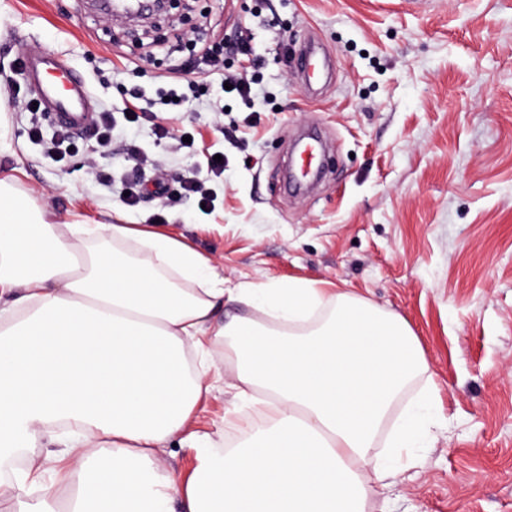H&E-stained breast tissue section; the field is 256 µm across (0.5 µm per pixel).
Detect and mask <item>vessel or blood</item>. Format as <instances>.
Segmentation results:
<instances>
[{
	"label": "vessel or blood",
	"instance_id": "obj_1",
	"mask_svg": "<svg viewBox=\"0 0 512 512\" xmlns=\"http://www.w3.org/2000/svg\"><path fill=\"white\" fill-rule=\"evenodd\" d=\"M20 58L27 81L59 124L82 129L92 123L95 96L83 75L65 66L58 54L46 50H28Z\"/></svg>",
	"mask_w": 512,
	"mask_h": 512
}]
</instances>
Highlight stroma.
<instances>
[{"mask_svg": "<svg viewBox=\"0 0 512 512\" xmlns=\"http://www.w3.org/2000/svg\"><path fill=\"white\" fill-rule=\"evenodd\" d=\"M197 32L212 44L248 33L250 57L224 69L253 78L250 99L205 92L154 118L121 120L130 90L168 88ZM57 53L111 108L112 157H148L142 178L175 185L224 155L208 211L194 200L123 205L81 147L56 164L29 141L0 88V179L54 224H127L171 235L206 256L229 284L315 279L403 318L433 385L434 442L414 467L375 488L367 512H512V0H186L156 25L128 30L89 0H0V72L18 41ZM315 44L327 84L305 88L296 55ZM170 131L158 139L156 125ZM318 129L326 174L288 192L291 142ZM192 148H179L183 132ZM226 379L195 411L198 429L239 442L224 421Z\"/></svg>", "mask_w": 512, "mask_h": 512, "instance_id": "35a3bbf8", "label": "stroma"}]
</instances>
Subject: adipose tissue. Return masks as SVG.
I'll return each mask as SVG.
<instances>
[{
    "mask_svg": "<svg viewBox=\"0 0 512 512\" xmlns=\"http://www.w3.org/2000/svg\"><path fill=\"white\" fill-rule=\"evenodd\" d=\"M90 239L105 249L77 264ZM228 300L257 318L216 321ZM225 368V416L258 417L231 448L191 429ZM426 370L408 324L370 301L311 279L229 288L186 243L124 224L62 229L0 181V464L63 450L51 480L31 457L0 478L13 512H366L372 484L434 438L417 404L390 462L369 457ZM177 437L196 461L185 481L161 461Z\"/></svg>",
    "mask_w": 512,
    "mask_h": 512,
    "instance_id": "obj_1",
    "label": "adipose tissue"
}]
</instances>
